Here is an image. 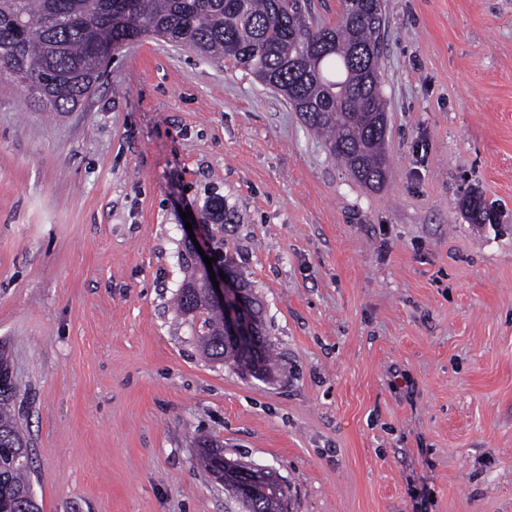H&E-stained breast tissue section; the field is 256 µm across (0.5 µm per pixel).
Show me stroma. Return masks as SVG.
Segmentation results:
<instances>
[{"instance_id": "1", "label": "stroma", "mask_w": 512, "mask_h": 512, "mask_svg": "<svg viewBox=\"0 0 512 512\" xmlns=\"http://www.w3.org/2000/svg\"><path fill=\"white\" fill-rule=\"evenodd\" d=\"M383 7L377 190L283 96L167 42L124 44L71 112L0 80V347L43 512H226L206 438L288 512H512V0ZM216 197L200 241L263 300L272 384L174 309ZM232 466L238 476L240 488L244 491H248L253 484L276 478V475L272 472L251 464L232 461Z\"/></svg>"}]
</instances>
